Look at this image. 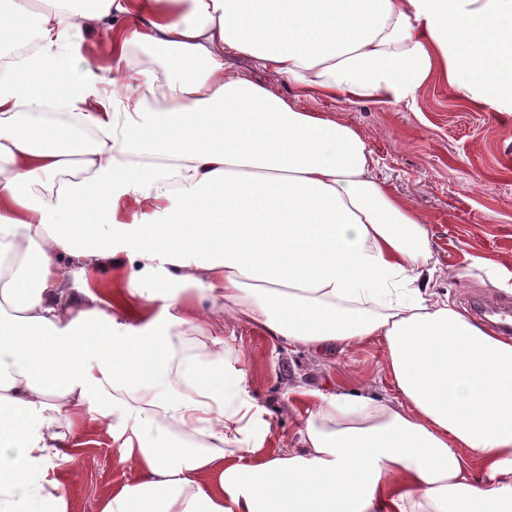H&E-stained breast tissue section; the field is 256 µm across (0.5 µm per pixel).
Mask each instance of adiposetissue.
Returning <instances> with one entry per match:
<instances>
[{
	"mask_svg": "<svg viewBox=\"0 0 512 512\" xmlns=\"http://www.w3.org/2000/svg\"><path fill=\"white\" fill-rule=\"evenodd\" d=\"M106 19L114 72L146 51L108 99L80 52ZM31 33L0 71V512H69L45 465L92 431L130 471L99 512H512V340L434 291L423 220L358 129L225 62L389 106L436 78L511 113L512 0H0V40ZM64 84L68 120L44 109ZM73 261L125 289L81 302ZM219 320L318 351L379 339L395 398L315 393L271 447L203 333Z\"/></svg>",
	"mask_w": 512,
	"mask_h": 512,
	"instance_id": "ef3b65f1",
	"label": "adipose tissue"
}]
</instances>
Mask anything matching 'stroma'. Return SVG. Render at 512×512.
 Instances as JSON below:
<instances>
[{
	"label": "stroma",
	"mask_w": 512,
	"mask_h": 512,
	"mask_svg": "<svg viewBox=\"0 0 512 512\" xmlns=\"http://www.w3.org/2000/svg\"><path fill=\"white\" fill-rule=\"evenodd\" d=\"M228 63L297 109L325 113L364 134L380 161L379 180L426 224L443 271L435 288L449 304L460 309L472 297L490 296L496 291L493 272L512 273V114L465 104L435 80L418 92L414 104L389 107L300 93L247 57ZM224 337L239 355L254 396L270 413L275 446L292 442L304 424L306 400L296 388L393 396L378 342L342 353L288 350L260 329L230 321ZM61 471L73 477L65 489L71 512H98L102 497L128 476L114 462L112 439L104 434L84 447L82 458L48 463V475Z\"/></svg>",
	"instance_id": "35a3bbf8"
}]
</instances>
